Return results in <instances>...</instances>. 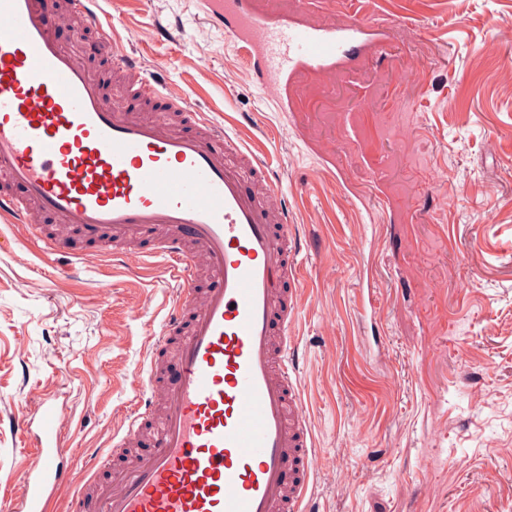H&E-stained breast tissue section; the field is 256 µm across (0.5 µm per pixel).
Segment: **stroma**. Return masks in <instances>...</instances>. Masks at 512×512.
I'll return each mask as SVG.
<instances>
[{
  "label": "stroma",
  "mask_w": 512,
  "mask_h": 512,
  "mask_svg": "<svg viewBox=\"0 0 512 512\" xmlns=\"http://www.w3.org/2000/svg\"><path fill=\"white\" fill-rule=\"evenodd\" d=\"M302 20L385 26L350 69L255 85L203 0L95 11L123 53L271 169L301 247L293 340L316 454L308 512H512V0H318ZM209 79L196 86L197 71ZM412 71V80L401 78ZM0 218V494L30 449L7 418L57 405L62 465L111 450L177 284L151 240L62 278Z\"/></svg>",
  "instance_id": "35a3bbf8"
}]
</instances>
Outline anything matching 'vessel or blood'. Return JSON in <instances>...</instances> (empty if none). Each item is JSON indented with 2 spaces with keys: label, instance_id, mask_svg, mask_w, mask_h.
<instances>
[{
  "label": "vessel or blood",
  "instance_id": "vessel-or-blood-1",
  "mask_svg": "<svg viewBox=\"0 0 512 512\" xmlns=\"http://www.w3.org/2000/svg\"><path fill=\"white\" fill-rule=\"evenodd\" d=\"M92 0H0V216L31 227L41 251L64 253L80 230L98 252L125 255L133 239L155 240L180 285L167 311L148 386L164 401L153 451L131 458L105 491L88 497L105 461L81 476L60 466L58 413L20 411L17 433L39 425L23 481V512H49L71 486L70 512H305L312 438L293 377L289 336L298 317V253L288 210L266 166L264 195L248 188L230 156L240 146L187 98L167 101L193 134L138 117L113 100L57 33L81 16L114 67L134 75L145 102L164 97L138 76L120 37ZM209 21L245 52L259 89L295 109L301 75L332 77L369 34L359 21L313 25L265 10L263 0H209ZM57 235L42 234L45 222ZM213 287L199 289L197 269ZM176 345L177 369L161 355Z\"/></svg>",
  "mask_w": 512,
  "mask_h": 512
}]
</instances>
